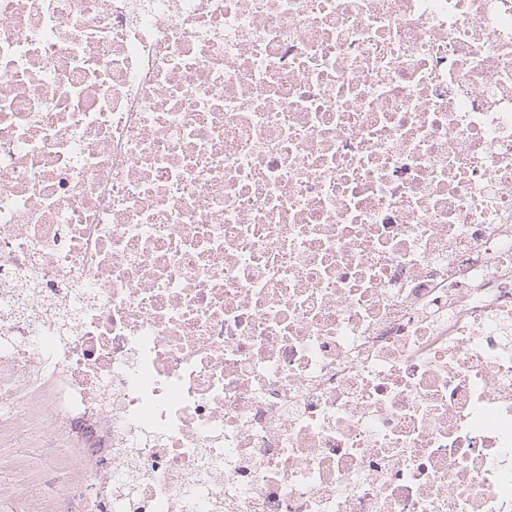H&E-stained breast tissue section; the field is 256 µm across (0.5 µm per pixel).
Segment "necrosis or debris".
Instances as JSON below:
<instances>
[{
  "label": "necrosis or debris",
  "mask_w": 512,
  "mask_h": 512,
  "mask_svg": "<svg viewBox=\"0 0 512 512\" xmlns=\"http://www.w3.org/2000/svg\"><path fill=\"white\" fill-rule=\"evenodd\" d=\"M76 512H512V0H0V453Z\"/></svg>",
  "instance_id": "necrosis-or-debris-1"
}]
</instances>
